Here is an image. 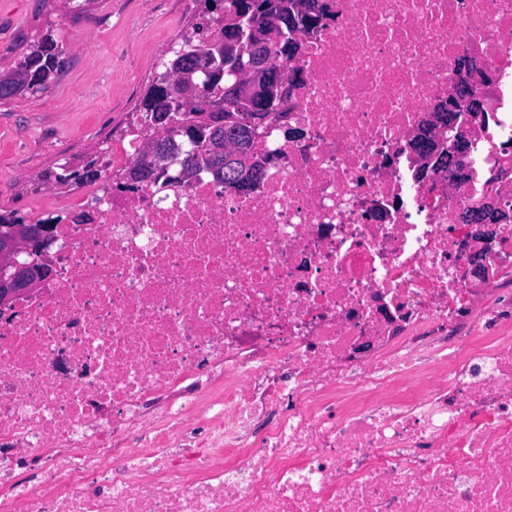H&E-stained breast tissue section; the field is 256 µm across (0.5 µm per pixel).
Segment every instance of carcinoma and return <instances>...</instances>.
<instances>
[{
  "mask_svg": "<svg viewBox=\"0 0 512 512\" xmlns=\"http://www.w3.org/2000/svg\"><path fill=\"white\" fill-rule=\"evenodd\" d=\"M204 14L217 23L208 32V41L192 43L183 40L188 61L199 66L194 73L198 90L194 101H179L161 89H149L141 102V112L154 131L153 140L161 135L171 137L178 132L185 138L190 151L185 155L180 174L190 178L201 170L210 173L223 162L209 148L212 128L200 122L199 115L209 111L224 121V133L237 139L233 159V174L224 185L237 191L249 189L263 176L262 166L247 163L253 146V121L273 114L277 105L274 90L283 89V75L276 58L289 59L299 49L293 34L309 31L320 20L315 0H203ZM218 42L224 50V70L242 68L249 57L257 53L264 66L250 72V78L239 84L230 95L223 89L235 81L231 75L206 73L212 63L209 43ZM61 52L55 41L45 37L35 44L20 61L16 70L0 75V100L11 98L22 89L42 90L61 67ZM248 119L242 125V119Z\"/></svg>",
  "mask_w": 512,
  "mask_h": 512,
  "instance_id": "obj_1",
  "label": "carcinoma"
}]
</instances>
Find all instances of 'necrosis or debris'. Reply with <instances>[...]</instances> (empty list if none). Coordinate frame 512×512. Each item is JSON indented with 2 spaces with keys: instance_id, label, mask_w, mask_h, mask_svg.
I'll use <instances>...</instances> for the list:
<instances>
[{
  "instance_id": "1",
  "label": "necrosis or debris",
  "mask_w": 512,
  "mask_h": 512,
  "mask_svg": "<svg viewBox=\"0 0 512 512\" xmlns=\"http://www.w3.org/2000/svg\"><path fill=\"white\" fill-rule=\"evenodd\" d=\"M318 7L251 190L121 187L152 138L123 124L101 186L34 215L59 228L0 315V512H512V0ZM443 107L456 183L413 147ZM440 113L445 114L446 118L448 119V124H446L444 121L438 120L437 114L433 113L427 119L424 128L429 131V137H433L438 145L446 138V134L448 132V140L451 138L453 139L456 155L458 157L463 156L468 150V146L466 145V137L458 132L451 136V133L455 131V118L447 111Z\"/></svg>"
}]
</instances>
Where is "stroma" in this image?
<instances>
[{
  "label": "stroma",
  "mask_w": 512,
  "mask_h": 512,
  "mask_svg": "<svg viewBox=\"0 0 512 512\" xmlns=\"http://www.w3.org/2000/svg\"><path fill=\"white\" fill-rule=\"evenodd\" d=\"M198 20L187 0H0V73L47 35L63 59L45 90L0 102V208L45 206L41 188L100 153Z\"/></svg>",
  "instance_id": "obj_1"
}]
</instances>
